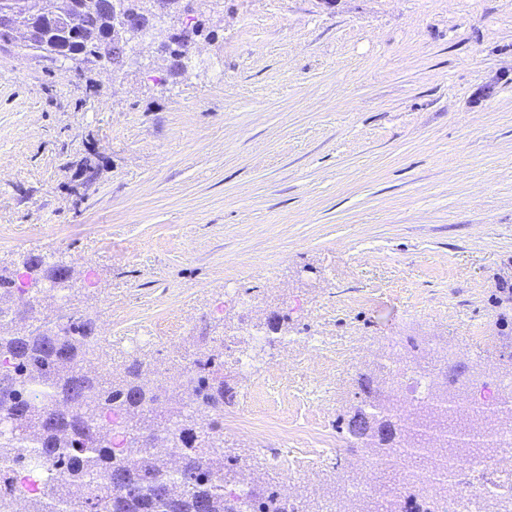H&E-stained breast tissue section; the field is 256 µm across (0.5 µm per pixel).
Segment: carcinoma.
Listing matches in <instances>:
<instances>
[{"label":"carcinoma","mask_w":512,"mask_h":512,"mask_svg":"<svg viewBox=\"0 0 512 512\" xmlns=\"http://www.w3.org/2000/svg\"><path fill=\"white\" fill-rule=\"evenodd\" d=\"M99 0H79L80 34L58 19L30 22L32 40L48 55L79 52L96 62L120 64L121 49L112 44L110 23L97 9ZM92 321L74 317L41 336L16 330L0 333V420L11 425L0 436V512H13L12 497L23 480H35L27 512H239L238 497L228 487L239 472L224 464L214 449L218 428L191 416L172 414L175 427L164 431L180 457L178 468L156 451L154 439L140 428L155 397L139 363L125 370L119 384L83 372L82 364L98 347ZM215 355L194 361L195 392L204 403L224 409L234 394L214 374ZM361 389L366 399L349 421L357 439L389 440L392 406L377 399L370 378ZM63 394L69 405L16 427L22 413ZM251 512H295L288 496L250 489Z\"/></svg>","instance_id":"1"}]
</instances>
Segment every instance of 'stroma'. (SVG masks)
<instances>
[{"mask_svg":"<svg viewBox=\"0 0 512 512\" xmlns=\"http://www.w3.org/2000/svg\"><path fill=\"white\" fill-rule=\"evenodd\" d=\"M186 71L148 47L124 67L62 64L0 42V270L30 256L49 320L96 326L120 380L140 362L182 410V366L158 346L114 354L146 325L182 323L189 355L212 337L320 346L327 393L278 367L218 419L226 458L252 459L260 410L320 430L343 460L302 487L322 502L356 481L348 421L395 345L481 397L512 380V0H219ZM166 364L171 386L158 382Z\"/></svg>","mask_w":512,"mask_h":512,"instance_id":"stroma-1","label":"stroma"}]
</instances>
